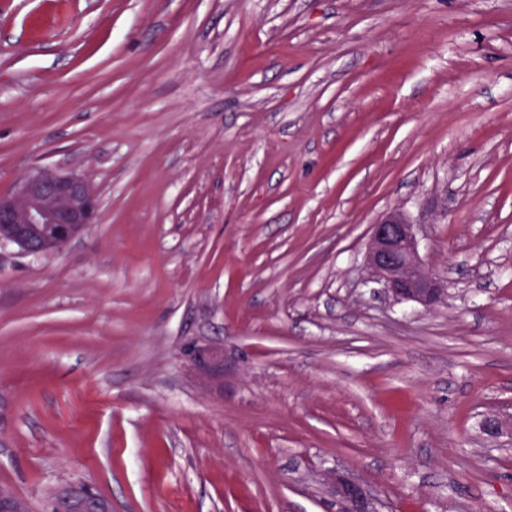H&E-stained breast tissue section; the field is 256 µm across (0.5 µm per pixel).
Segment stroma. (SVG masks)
Listing matches in <instances>:
<instances>
[{"label": "stroma", "instance_id": "35a3bbf8", "mask_svg": "<svg viewBox=\"0 0 512 512\" xmlns=\"http://www.w3.org/2000/svg\"><path fill=\"white\" fill-rule=\"evenodd\" d=\"M0 485L112 512H512V0H0ZM418 223L427 311L366 266ZM97 208V194L86 180L42 170L0 195V235L29 254L60 249L92 223ZM333 493L339 512H379L375 496L361 482L341 469L332 475ZM48 512H112V502L102 501L83 482L72 481L61 485L50 497Z\"/></svg>", "mask_w": 512, "mask_h": 512}]
</instances>
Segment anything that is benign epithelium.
<instances>
[{
	"instance_id": "benign-epithelium-1",
	"label": "benign epithelium",
	"mask_w": 512,
	"mask_h": 512,
	"mask_svg": "<svg viewBox=\"0 0 512 512\" xmlns=\"http://www.w3.org/2000/svg\"><path fill=\"white\" fill-rule=\"evenodd\" d=\"M97 208V194L86 180L46 169L0 195V232L22 251L41 254L65 246L92 223ZM366 261L398 301L432 310L447 295V284L425 270L418 225L402 211H393L373 225ZM332 481L339 512H379L370 490L343 470L336 469ZM25 508L10 488L0 486V512H25ZM47 512H112V502L101 500L85 483L72 481L57 488Z\"/></svg>"
}]
</instances>
